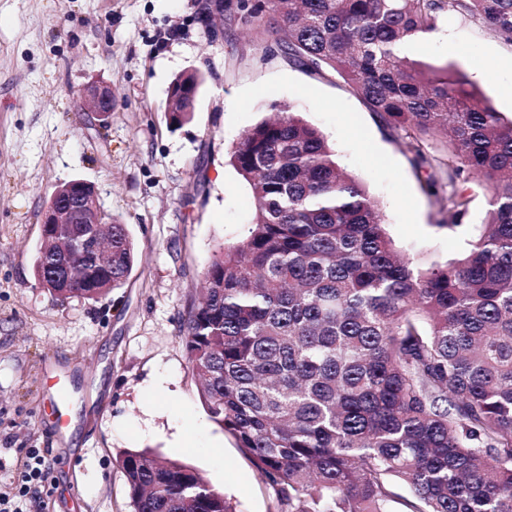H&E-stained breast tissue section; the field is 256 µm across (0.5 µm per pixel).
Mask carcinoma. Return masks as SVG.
<instances>
[{"mask_svg":"<svg viewBox=\"0 0 512 512\" xmlns=\"http://www.w3.org/2000/svg\"><path fill=\"white\" fill-rule=\"evenodd\" d=\"M272 52L339 76L428 171L440 227L486 212L445 263L402 253L376 200L291 108L247 130L230 162L248 185L246 236L223 248L184 339L210 418L245 449L278 512H512V119L454 64L394 51L450 12L512 44V0H225ZM112 225V273L60 299L121 287L134 265ZM133 512H233L176 460L124 452ZM408 491L402 497L394 483Z\"/></svg>","mask_w":512,"mask_h":512,"instance_id":"1","label":"carcinoma"}]
</instances>
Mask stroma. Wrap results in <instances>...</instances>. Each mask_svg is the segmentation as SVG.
Returning <instances> with one entry per match:
<instances>
[{
	"mask_svg": "<svg viewBox=\"0 0 512 512\" xmlns=\"http://www.w3.org/2000/svg\"><path fill=\"white\" fill-rule=\"evenodd\" d=\"M198 3L0 0V488L18 481L29 449L49 451L24 512H133L120 457L145 449L194 469L236 512H276L249 456L210 418L183 338L206 268L251 220L231 151L273 105H292L326 136L379 202L396 245L422 263L453 257L484 218L480 191L465 224L439 227L420 188L425 172L341 78L266 56L252 24L209 40ZM418 58L457 63L469 77L480 62L497 64V83L477 87L512 118L511 44L450 14ZM193 71V112L170 125V87ZM94 82L118 98L105 123L83 110ZM76 178L126 225L136 260L123 287L62 301L39 286L35 259L53 191ZM49 357L75 371L73 426L59 443L49 430Z\"/></svg>",
	"mask_w": 512,
	"mask_h": 512,
	"instance_id": "obj_1",
	"label": "stroma"
}]
</instances>
